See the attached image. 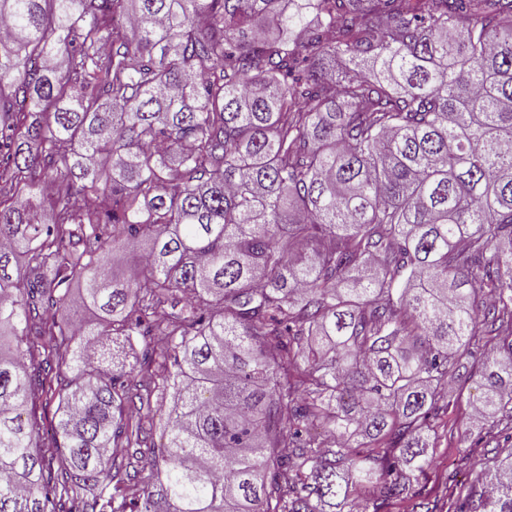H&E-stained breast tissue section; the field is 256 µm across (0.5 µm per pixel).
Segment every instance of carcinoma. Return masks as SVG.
I'll use <instances>...</instances> for the list:
<instances>
[{"instance_id": "1", "label": "carcinoma", "mask_w": 512, "mask_h": 512, "mask_svg": "<svg viewBox=\"0 0 512 512\" xmlns=\"http://www.w3.org/2000/svg\"><path fill=\"white\" fill-rule=\"evenodd\" d=\"M3 26L0 512H382L462 374L512 437V0H0ZM155 390L159 448L125 420ZM478 479L457 512H512V452Z\"/></svg>"}]
</instances>
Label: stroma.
<instances>
[{"mask_svg": "<svg viewBox=\"0 0 512 512\" xmlns=\"http://www.w3.org/2000/svg\"><path fill=\"white\" fill-rule=\"evenodd\" d=\"M481 392L476 382L464 384L461 400L448 412L447 427L438 433L431 465L407 496L386 504L384 512H411L413 504L420 501L428 502L435 512H455L457 504L464 501L479 504L482 484L478 473L489 459L512 448V440L484 434L474 422L471 404Z\"/></svg>", "mask_w": 512, "mask_h": 512, "instance_id": "stroma-1", "label": "stroma"}]
</instances>
